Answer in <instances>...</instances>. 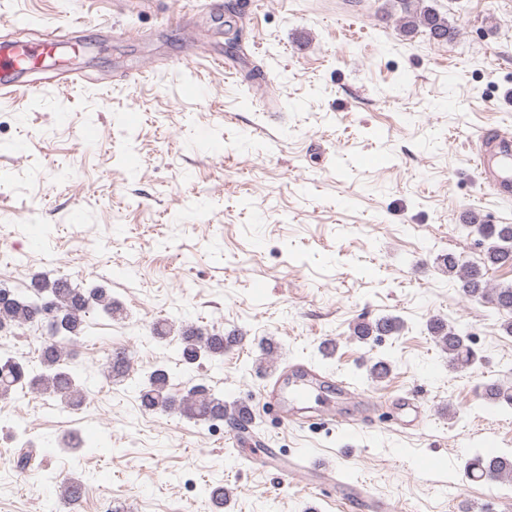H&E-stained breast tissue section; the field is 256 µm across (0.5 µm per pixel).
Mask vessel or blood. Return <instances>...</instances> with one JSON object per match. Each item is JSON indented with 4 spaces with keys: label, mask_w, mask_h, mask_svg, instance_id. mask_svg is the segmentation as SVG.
<instances>
[{
    "label": "vessel or blood",
    "mask_w": 512,
    "mask_h": 512,
    "mask_svg": "<svg viewBox=\"0 0 512 512\" xmlns=\"http://www.w3.org/2000/svg\"><path fill=\"white\" fill-rule=\"evenodd\" d=\"M52 36H45L42 42L19 45L15 42L0 44V99L12 96L18 89L16 75L20 61L25 56H35L52 45ZM482 147L474 161L488 177L491 195L512 198V137L482 138ZM331 382L328 375L301 366H294L272 375L262 394L263 406L275 412L280 424L292 427L296 424L293 408L296 404L317 398L321 401V413L316 421L317 428L340 429L347 438H355L374 431L375 426L367 413L370 398L367 392L354 393L361 412L355 419L339 418L329 400L323 399L322 390ZM275 466L287 477L302 473L310 477L319 496H332L339 502L360 500L365 502L368 512H400L398 503L391 499L368 495L363 489L335 476V465L320 459L315 449H307L300 460L279 458Z\"/></svg>",
    "instance_id": "obj_1"
}]
</instances>
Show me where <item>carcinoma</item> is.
Returning <instances> with one entry per match:
<instances>
[{"label": "carcinoma", "instance_id": "carcinoma-1", "mask_svg": "<svg viewBox=\"0 0 512 512\" xmlns=\"http://www.w3.org/2000/svg\"><path fill=\"white\" fill-rule=\"evenodd\" d=\"M422 0H399L403 16L400 30L406 35L424 28L436 41H451L458 29L433 8L421 6ZM466 222L476 227L482 240L487 242L482 263H464L448 252L438 257L441 269L459 280V291L471 301H484L500 312L512 314V284L491 285L486 277L489 267L512 266V224H483L474 214L467 215ZM98 310L109 317L121 314V307L112 299L107 288H75L65 278L52 281L35 278L29 293L18 294L10 288L0 286V331L12 327L41 323L43 319H54L58 323L56 332L49 334L39 349L36 363L0 358V398L20 390L48 394L68 407H78L84 402V392L77 383L76 375L68 368V353L63 344L84 335L89 314ZM429 330L448 352L450 362L456 368H469L477 361L476 352L466 344L468 328L450 325L434 318L429 321ZM401 331V323L395 317H382L374 322H361L354 327V335L363 341L377 336H392ZM242 340L237 329L225 332H209L193 325L179 330L178 343L181 362L194 365L203 360H220L224 351ZM130 367V356L126 349L112 351L107 362L113 376H125ZM175 373L162 365L147 374L139 390L141 408L146 412L177 413L204 423L226 422L234 428L243 429L238 416L224 399L203 386H195L186 394L177 397L171 391V380ZM483 398L497 406L512 407V386L498 381L484 385ZM36 450L21 448L14 460L15 468L21 472L33 467ZM471 474L479 479L488 477L494 481L505 479L512 482V459L500 456L491 459L476 456L471 463Z\"/></svg>", "mask_w": 512, "mask_h": 512}]
</instances>
